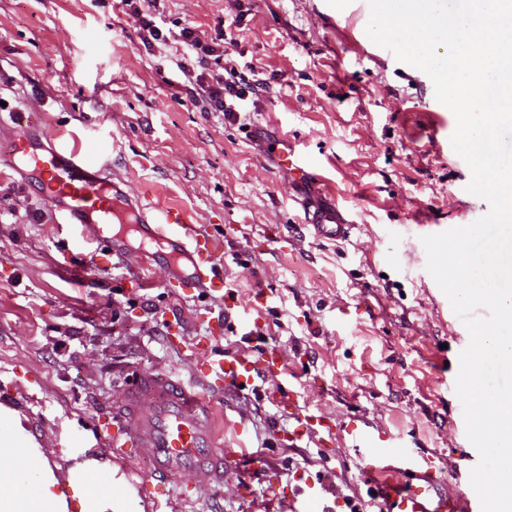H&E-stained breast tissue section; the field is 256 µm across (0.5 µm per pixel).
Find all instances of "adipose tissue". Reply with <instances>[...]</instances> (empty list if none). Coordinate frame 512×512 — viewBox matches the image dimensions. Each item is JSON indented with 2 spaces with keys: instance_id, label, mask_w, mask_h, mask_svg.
<instances>
[{
  "instance_id": "ef3b65f1",
  "label": "adipose tissue",
  "mask_w": 512,
  "mask_h": 512,
  "mask_svg": "<svg viewBox=\"0 0 512 512\" xmlns=\"http://www.w3.org/2000/svg\"><path fill=\"white\" fill-rule=\"evenodd\" d=\"M18 420L0 432V512H68V498L86 504L85 478L103 473L95 459L75 464L68 471L71 495L56 493L57 480L41 449L26 448Z\"/></svg>"
}]
</instances>
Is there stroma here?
Wrapping results in <instances>:
<instances>
[{
    "mask_svg": "<svg viewBox=\"0 0 512 512\" xmlns=\"http://www.w3.org/2000/svg\"><path fill=\"white\" fill-rule=\"evenodd\" d=\"M339 0H140L168 29L225 32L227 60L251 63L255 108L239 121L209 111L176 67L179 43L144 46L118 0H0V125L27 117L56 142L103 147L101 162L132 192L186 211L224 238V287L239 315L224 321L221 293L186 297L163 265L134 249L101 251L61 222L39 188L0 175V372L35 381L36 425L59 486L74 461L95 458L131 502L157 512L181 479L154 490L149 462L112 453L99 424L139 376H199L210 349L259 356L287 369L252 391L209 392L224 485H197L187 512H285V488L322 481L331 512H360L373 496L348 441L322 431L358 417L433 456L438 487L466 491L478 461L453 386L465 326L426 269L422 236L488 211L468 190L452 148L453 112L429 77L400 62L350 21ZM313 162L304 176L288 152ZM336 213L349 239L316 237L307 215ZM259 319L264 343H243ZM291 385L314 415L296 446L293 419L265 391ZM248 454H240V444Z\"/></svg>",
    "mask_w": 512,
    "mask_h": 512,
    "instance_id": "1",
    "label": "stroma"
}]
</instances>
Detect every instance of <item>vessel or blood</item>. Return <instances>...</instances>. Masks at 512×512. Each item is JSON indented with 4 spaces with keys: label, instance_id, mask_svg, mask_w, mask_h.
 <instances>
[{
    "label": "vessel or blood",
    "instance_id": "1",
    "mask_svg": "<svg viewBox=\"0 0 512 512\" xmlns=\"http://www.w3.org/2000/svg\"><path fill=\"white\" fill-rule=\"evenodd\" d=\"M2 167L45 191L63 223L93 232L110 255L123 257L134 235L185 292L205 293L223 284L222 239L193 223L181 209L144 203L128 190L124 180L106 172L95 152L81 143L56 146L48 127L30 124L13 130L8 150L0 153ZM315 229L332 240L349 238L352 231L351 225L327 215L319 217ZM283 368L282 359L270 349L258 358L239 354L206 359L202 378L210 388L236 390L279 375ZM270 399L295 420L291 436L300 438L311 415L293 401L290 388L272 390ZM202 403L200 393L171 375L144 377L114 411L122 426L116 439L138 457L151 461L157 481L178 475L190 483L202 475L223 483L224 455L215 449L210 422L200 413ZM342 432L359 451L365 473L377 476L382 512H481L475 491L451 497L435 493L430 457L413 458L409 447L391 443L365 425H348ZM400 461L413 467L408 481L391 484L380 480L381 472ZM287 499L290 512H327L322 487L312 483L288 490Z\"/></svg>",
    "mask_w": 512,
    "mask_h": 512
}]
</instances>
